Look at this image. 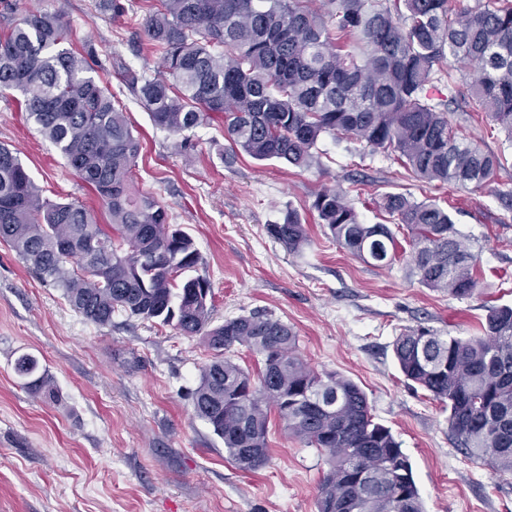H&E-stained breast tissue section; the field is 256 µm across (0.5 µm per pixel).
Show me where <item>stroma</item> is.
I'll return each mask as SVG.
<instances>
[{
	"label": "stroma",
	"instance_id": "35a3bbf8",
	"mask_svg": "<svg viewBox=\"0 0 512 512\" xmlns=\"http://www.w3.org/2000/svg\"><path fill=\"white\" fill-rule=\"evenodd\" d=\"M115 19L100 0H20L59 12L101 62L97 81L126 108L141 142L137 183L155 192L171 224L194 240L215 294L213 322L262 311L290 326L317 371L352 380L375 419L408 456L425 512H512V475L470 460L448 431V411L400 373L392 343L425 326L477 336L489 307L512 304V148L473 120L463 102L449 121L508 158L495 180L473 189L433 188L394 154L323 136L310 168L257 161L225 140L220 121L194 130L193 150L174 146L115 72L123 63L154 75L158 53L139 49L142 0ZM18 152L47 197L77 198L97 221L110 218L94 191L27 121L15 95L0 94V145ZM347 194L360 220L384 224L373 203L394 192L436 200L455 217L478 256L481 276L459 299L423 287L405 261L369 265L339 249L311 204L315 191ZM308 226L310 244L291 255L266 227L288 211ZM30 353L61 394L53 404L22 387L13 365ZM211 353L200 337L117 312L106 326L75 311L61 289L41 283L0 243V512H317L323 450L305 445L271 417L265 467L246 472L194 414L189 393Z\"/></svg>",
	"mask_w": 512,
	"mask_h": 512
}]
</instances>
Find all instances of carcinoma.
Listing matches in <instances>:
<instances>
[{"label":"carcinoma","instance_id":"1","mask_svg":"<svg viewBox=\"0 0 512 512\" xmlns=\"http://www.w3.org/2000/svg\"><path fill=\"white\" fill-rule=\"evenodd\" d=\"M147 42L161 53L151 77L124 66L153 125L191 149V133L219 116L224 137L254 160L305 169L324 135L392 152L428 184L481 188L506 157L455 132L430 102L434 75L448 100L463 99L512 142V0H143ZM471 63L469 82L455 63ZM89 43L76 48L62 15L0 12V93L23 98L27 119L98 195L111 224L76 199L42 195L16 152L0 145V242L69 305L105 326L112 314L173 325L213 352L201 366L193 410L224 441L240 469L268 461L269 415L285 431L325 450L318 512H424L408 457L374 420L353 381L319 373L297 352L288 324L255 311L212 327L210 281L193 239L169 223L156 193L136 183L141 152L121 102L92 72ZM376 207L397 220L364 224L347 195L322 187L312 209L345 253L374 266L406 259L422 286L465 298L477 286V258L451 212L434 200L386 193ZM267 233L288 252L310 244L288 211ZM241 345L261 357L258 376L226 356ZM404 378L448 408V430L471 460L512 473V305L488 310L482 335L442 336L409 328L393 341ZM23 388L48 402L61 395L30 353L13 366Z\"/></svg>","mask_w":512,"mask_h":512}]
</instances>
